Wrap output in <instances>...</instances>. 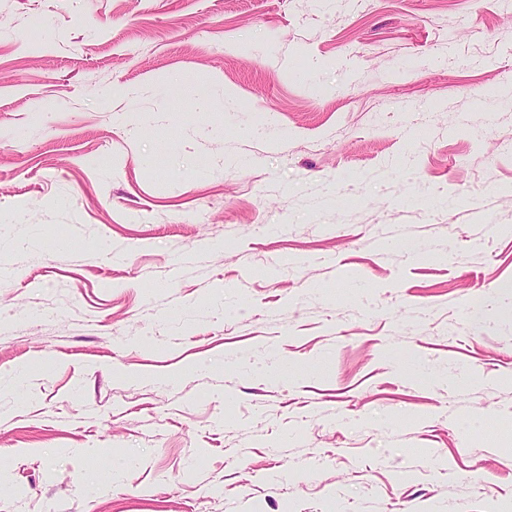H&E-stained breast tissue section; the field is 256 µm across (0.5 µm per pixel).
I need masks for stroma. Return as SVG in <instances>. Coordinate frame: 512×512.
I'll list each match as a JSON object with an SVG mask.
<instances>
[{"label": "stroma", "instance_id": "stroma-1", "mask_svg": "<svg viewBox=\"0 0 512 512\" xmlns=\"http://www.w3.org/2000/svg\"><path fill=\"white\" fill-rule=\"evenodd\" d=\"M508 93L512 0H0V512H512Z\"/></svg>", "mask_w": 512, "mask_h": 512}]
</instances>
